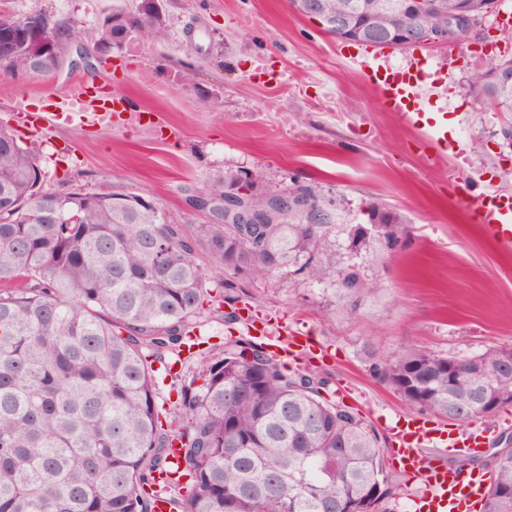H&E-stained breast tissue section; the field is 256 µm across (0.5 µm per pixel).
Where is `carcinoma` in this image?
<instances>
[{"instance_id":"carcinoma-1","label":"carcinoma","mask_w":512,"mask_h":512,"mask_svg":"<svg viewBox=\"0 0 512 512\" xmlns=\"http://www.w3.org/2000/svg\"><path fill=\"white\" fill-rule=\"evenodd\" d=\"M466 2L440 0L424 23L448 28ZM326 14H349L362 32L392 34L415 23L395 0H320ZM27 16L0 12V35ZM81 36L95 48L120 50L133 39L168 38L164 0L116 6ZM0 75L54 72L50 55L16 42ZM475 71L469 85L512 113V84ZM248 179L250 204L267 206L258 172L227 170L199 192L224 204ZM314 210L276 224L224 223L214 212L194 235L139 195L66 193L44 188L35 147L0 128V512H153L152 488L168 473L174 443L192 480L176 512H387L393 476L376 432L344 404L322 396L320 373L285 371L262 347L239 339L198 360L167 423L159 420L153 364L192 348L194 318L214 282L199 263L250 279L297 267L332 285L353 312L376 289L356 263L341 262L335 202L317 184L292 182ZM124 198L117 204L116 197ZM79 212L81 223L56 224L49 207ZM380 229L348 231L352 251L396 243L402 218L374 208ZM456 358L417 345L394 352L376 370L411 405L460 424L493 421L512 406V346L494 345ZM485 512H512V458L495 463Z\"/></svg>"}]
</instances>
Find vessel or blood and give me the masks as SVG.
<instances>
[{
  "label": "vessel or blood",
  "mask_w": 512,
  "mask_h": 512,
  "mask_svg": "<svg viewBox=\"0 0 512 512\" xmlns=\"http://www.w3.org/2000/svg\"><path fill=\"white\" fill-rule=\"evenodd\" d=\"M363 64L369 68V78L380 91L384 102L398 117L419 130L421 136L447 138L448 119L439 114L426 116L430 102L422 89V78L413 67H396L375 50H363ZM479 222L504 248H512V194L490 189L479 194L475 201ZM485 431L475 428L465 437L448 440L449 454L479 456L485 443ZM435 438L420 419L406 420L393 433L389 449L405 471L420 480L423 493L418 501L420 512H474L486 495L490 484L485 472L475 469L458 470L443 462L433 465L424 462L423 448L434 444Z\"/></svg>",
  "instance_id": "1"
}]
</instances>
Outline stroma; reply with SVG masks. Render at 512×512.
Returning a JSON list of instances; mask_svg holds the SVG:
<instances>
[{
	"instance_id": "stroma-1",
	"label": "stroma",
	"mask_w": 512,
	"mask_h": 512,
	"mask_svg": "<svg viewBox=\"0 0 512 512\" xmlns=\"http://www.w3.org/2000/svg\"><path fill=\"white\" fill-rule=\"evenodd\" d=\"M116 5L133 0H0L2 10L79 29ZM166 8L164 42L136 39L74 71L0 76V127L40 144L46 188L148 194L189 232L207 218L189 209L187 196L230 169L261 171L271 189L295 180L329 190L341 254L360 264L377 293L347 313L329 283L294 269L264 280L225 270L221 307L198 319L199 348L249 339L293 372V358L276 352L288 325L309 338L308 365L329 379L328 399L388 439L390 428L419 413L375 371L394 351L414 344L466 357L512 345V250L494 242L471 206L485 187L512 193V146L504 114L468 82L490 60L512 57L500 32L512 0L486 18V41L391 52L395 66L418 59L446 84L447 97L433 106L448 115L444 142L420 138L389 112L354 60L356 46L319 30L290 0H168ZM91 83L111 85L131 100L130 111L107 123L76 114L36 134L17 125V104L53 112ZM375 206L400 214L405 236L370 253L349 251L346 226L367 224ZM249 311L263 330L245 328ZM154 368L156 401L172 408L193 369L175 355Z\"/></svg>"
}]
</instances>
